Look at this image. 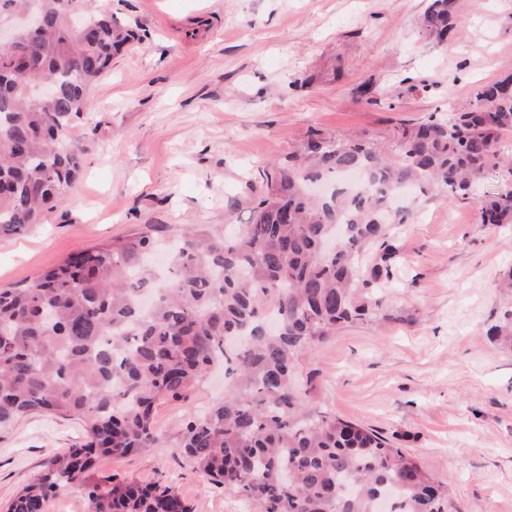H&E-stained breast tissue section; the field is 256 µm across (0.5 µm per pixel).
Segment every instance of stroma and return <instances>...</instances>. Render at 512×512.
<instances>
[{
	"label": "stroma",
	"mask_w": 512,
	"mask_h": 512,
	"mask_svg": "<svg viewBox=\"0 0 512 512\" xmlns=\"http://www.w3.org/2000/svg\"><path fill=\"white\" fill-rule=\"evenodd\" d=\"M429 0H110L134 39L113 56L72 124L86 155L43 224L0 239V287L145 225L178 238L192 224L247 223L269 162L312 133L392 145L430 115L468 109L475 88L512 76V0H457L447 41L422 31ZM470 199L417 196L395 225L381 325L346 326L302 372L311 406L371 427L447 482L448 512H512V351L487 329L512 267V224L478 202L512 192V133ZM224 394L213 373L161 405L159 433ZM79 420L32 414L0 431V507ZM93 480L172 485L191 512H248L170 449L100 458Z\"/></svg>",
	"instance_id": "35a3bbf8"
}]
</instances>
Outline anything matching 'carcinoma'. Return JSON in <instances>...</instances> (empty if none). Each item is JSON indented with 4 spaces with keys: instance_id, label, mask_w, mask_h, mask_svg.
I'll use <instances>...</instances> for the list:
<instances>
[{
    "instance_id": "carcinoma-1",
    "label": "carcinoma",
    "mask_w": 512,
    "mask_h": 512,
    "mask_svg": "<svg viewBox=\"0 0 512 512\" xmlns=\"http://www.w3.org/2000/svg\"><path fill=\"white\" fill-rule=\"evenodd\" d=\"M80 0H42V25L0 48V238L41 224L65 198L86 148L70 133L91 87L131 40L105 8L80 35ZM452 0H431L421 26L445 40ZM54 83L38 103L30 88ZM512 133V77L476 88L468 110L404 127L386 149L317 133L267 169L252 217L228 231L198 224L168 268H144L152 229L117 237L0 289V431L33 412L78 419L84 443L51 457L4 512H47L73 489L89 512H190L166 484L91 480L100 456L173 448L253 512H446L448 486L402 449L329 409L308 408L298 369L336 329L380 317L392 210L417 185L453 198L500 160ZM485 224H512V193L481 201ZM512 350V301L490 328ZM224 366V398L189 412L163 438L154 411L185 400Z\"/></svg>"
}]
</instances>
